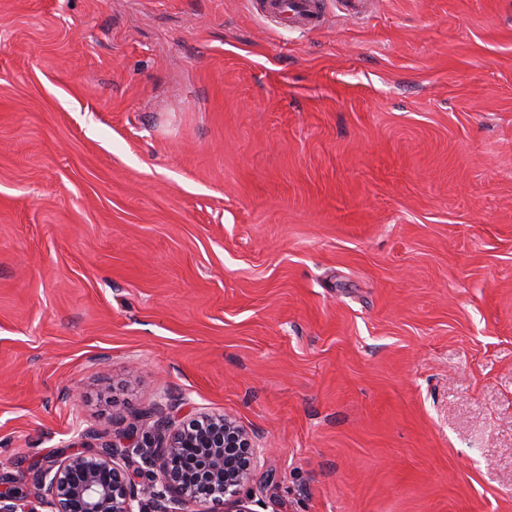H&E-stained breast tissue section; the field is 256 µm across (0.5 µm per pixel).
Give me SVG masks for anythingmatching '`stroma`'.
Instances as JSON below:
<instances>
[{
  "mask_svg": "<svg viewBox=\"0 0 512 512\" xmlns=\"http://www.w3.org/2000/svg\"><path fill=\"white\" fill-rule=\"evenodd\" d=\"M177 407L256 512H512V0H0V487ZM265 8L268 13L286 21L289 26L304 31L321 28L328 21L322 0H268Z\"/></svg>",
  "mask_w": 512,
  "mask_h": 512,
  "instance_id": "35a3bbf8",
  "label": "stroma"
}]
</instances>
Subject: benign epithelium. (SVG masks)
<instances>
[{"label": "benign epithelium", "instance_id": "1", "mask_svg": "<svg viewBox=\"0 0 512 512\" xmlns=\"http://www.w3.org/2000/svg\"><path fill=\"white\" fill-rule=\"evenodd\" d=\"M165 442L142 446L129 435L99 448H78L33 474L50 512H184L185 498L205 512H254L241 496L257 456L249 433L229 415L162 421ZM137 456L130 473L120 462ZM21 493L0 490V512H21Z\"/></svg>", "mask_w": 512, "mask_h": 512}]
</instances>
